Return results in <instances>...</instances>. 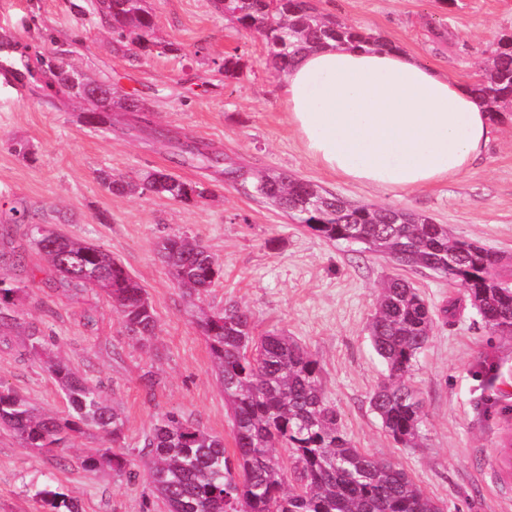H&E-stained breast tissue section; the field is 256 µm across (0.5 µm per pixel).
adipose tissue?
<instances>
[{
  "instance_id": "1",
  "label": "adipose tissue",
  "mask_w": 512,
  "mask_h": 512,
  "mask_svg": "<svg viewBox=\"0 0 512 512\" xmlns=\"http://www.w3.org/2000/svg\"><path fill=\"white\" fill-rule=\"evenodd\" d=\"M282 93L309 158L383 191L460 175L494 130L470 86L402 50L306 51L283 75Z\"/></svg>"
}]
</instances>
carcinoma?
I'll use <instances>...</instances> for the list:
<instances>
[{
  "instance_id": "obj_1",
  "label": "carcinoma",
  "mask_w": 512,
  "mask_h": 512,
  "mask_svg": "<svg viewBox=\"0 0 512 512\" xmlns=\"http://www.w3.org/2000/svg\"><path fill=\"white\" fill-rule=\"evenodd\" d=\"M213 6L241 30L263 40L279 74L302 52L317 47L394 48L360 26L323 14L312 0H213ZM89 14L112 35L117 53L149 56L158 50L177 51L174 44L157 37V16L145 0H90ZM19 47L12 36L0 39L5 81L39 77L45 97L62 95L87 103L86 124L106 127L115 108L146 111L137 100L114 96L113 88H102V80L64 59L31 56ZM473 91L494 120L512 110V34L499 39ZM224 173L325 239L354 242L402 266L424 268L460 285L490 329L512 335L509 268L501 256L477 241L453 235L445 224L428 223L426 215L357 205L285 172L255 175L230 167ZM100 181L112 193L146 190L178 202L210 194L202 184L159 170L148 171L137 181L104 172ZM317 200L323 206L316 209L312 202ZM14 224L29 225L30 244L57 275L50 281L53 287L75 295L98 289L121 313L127 335L141 343L155 337L157 318L149 298L111 254L78 238H42L34 230L31 209L21 204L0 210V260L12 265L22 259L13 246ZM159 255L192 301L222 277L205 246L187 236L163 239ZM20 290L0 275V310L11 312L9 317L0 316L1 328L19 325ZM440 314L449 317L453 311L446 307L436 312L408 282L391 277L381 284L369 335L385 376L370 405L385 432L404 448L414 447L425 418L423 399L408 377ZM199 327L231 411L235 448L228 453L223 438L176 412L158 417L144 439V466L152 492L168 512H441L404 469L352 444L340 414L325 398L319 362L297 341L285 334L255 335L249 311L237 303L204 315ZM26 339L29 354L47 358V370L62 393L67 414H44L24 396L0 385V425L24 447L48 452L86 429L99 430L112 437V447L82 450L79 465L119 478L131 475V460L120 451L126 427L123 414L66 363L48 358L37 328H28ZM283 451L295 464L292 479L280 462ZM35 499L46 512H78L76 503L49 485L38 490Z\"/></svg>"
}]
</instances>
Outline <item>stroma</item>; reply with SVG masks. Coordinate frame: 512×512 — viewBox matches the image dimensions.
Masks as SVG:
<instances>
[{
  "label": "stroma",
  "mask_w": 512,
  "mask_h": 512,
  "mask_svg": "<svg viewBox=\"0 0 512 512\" xmlns=\"http://www.w3.org/2000/svg\"><path fill=\"white\" fill-rule=\"evenodd\" d=\"M337 20L382 36L420 61L463 83H474L492 48L512 32V0H314ZM84 0H0V33L10 31L39 51L111 77L116 91L141 100L152 124L112 115L111 129L81 123L73 102L51 105L34 92L0 87V201L24 200L37 218L60 217L57 230L101 247L147 293L157 316L155 338L126 335L121 315L98 291L73 295L47 286L43 255L24 231L15 241L24 264H0L21 282L16 309L35 325L53 356L100 387L126 418L124 448L138 454L155 418L174 411L233 448L230 411L195 307L250 309L256 334L283 333L304 346L323 369L327 401L359 448L406 470L443 512H512V475L498 462L512 428V338L494 333L463 301V290L434 273L400 271L360 246L332 241L298 223L221 170L179 159L184 136L209 145L225 162L254 171L288 172L356 204L408 209L447 225L458 236L512 258V112L495 123L481 159L453 181L412 192L384 193L350 182L307 158L288 122L280 76L268 65L260 38L239 30L211 0H148L160 37L175 53L135 60L116 54L105 30L80 7ZM445 29L448 42L434 30ZM238 54L243 74L225 78V56ZM27 140L32 159L13 139ZM163 170L208 186L212 197L191 203L151 193L111 194L98 180ZM201 242L223 270L198 304L183 296L156 254L170 235ZM40 287L28 288L29 271ZM403 275L435 308L457 303L454 318L438 321L410 374L425 406L422 438L400 448L371 409L384 368L369 341L376 290ZM157 381L146 394L142 377ZM0 384L49 414H63L61 393L44 363L28 355L24 338L0 341ZM111 437L88 430L51 453L23 447L0 427V512H37L44 485L60 489L80 512H167L147 477L116 478L76 462L85 448H108Z\"/></svg>",
  "instance_id": "1"
}]
</instances>
